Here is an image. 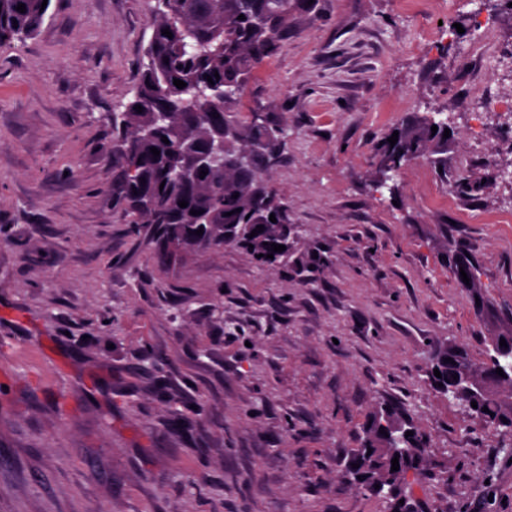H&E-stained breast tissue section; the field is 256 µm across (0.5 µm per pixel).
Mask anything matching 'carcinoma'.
<instances>
[{
	"instance_id": "1",
	"label": "carcinoma",
	"mask_w": 512,
	"mask_h": 512,
	"mask_svg": "<svg viewBox=\"0 0 512 512\" xmlns=\"http://www.w3.org/2000/svg\"><path fill=\"white\" fill-rule=\"evenodd\" d=\"M20 3L25 4L23 13L16 10ZM42 3L0 0V44L34 35L46 14ZM319 5L320 0L311 4L308 0H158L150 19L147 63L116 125L122 133L103 145V150L112 155L114 206L131 216L130 233L150 229L159 257L174 248L196 251L200 236L195 231L200 228L212 246L220 247L226 243L224 225L237 224L240 233L235 244L262 267L287 268L306 282L330 262L322 254L299 256L292 250L294 227L263 178L266 161L287 145V127L268 123L257 114L248 121L239 111L245 86L258 66L278 53L298 19L318 14ZM240 15L244 19H238ZM164 29L172 37L163 35ZM175 79L184 81L186 87L177 88ZM213 84L224 88V96L210 94ZM138 105L140 113L135 110ZM434 125L438 127L435 133L431 131ZM225 127L232 134L224 138V157L206 170L205 177L197 172L184 178L183 171L192 166V150L211 146ZM445 129L447 122L434 121L430 114L405 123L395 145L377 149L379 173L384 177L395 173L431 148L436 153L444 151ZM258 142L265 144L266 154L252 157ZM152 147L160 155H153ZM182 200L188 202L187 207L178 205ZM193 210L199 214H191ZM272 214L274 223L269 220ZM260 225L265 230L251 235ZM273 243L285 250L273 251ZM456 349L464 358H472L462 343L435 348L429 366L433 384H442L439 391L468 414H479L485 424L512 434V383L504 384L499 397L469 395L453 380L452 367L445 362ZM436 369L439 378L434 376ZM473 402L477 407L471 406ZM394 425L400 427L397 446L407 449L399 458V468L427 476L432 470L429 437L402 409L388 405L367 416L366 438L352 450L346 472L356 486L387 499L389 512H411L412 485L396 479L379 483L380 476L391 471L393 459L381 430ZM408 431L413 435L405 436Z\"/></svg>"
}]
</instances>
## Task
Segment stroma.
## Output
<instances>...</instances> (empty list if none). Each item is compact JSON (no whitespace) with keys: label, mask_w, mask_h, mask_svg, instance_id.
I'll use <instances>...</instances> for the list:
<instances>
[{"label":"stroma","mask_w":512,"mask_h":512,"mask_svg":"<svg viewBox=\"0 0 512 512\" xmlns=\"http://www.w3.org/2000/svg\"><path fill=\"white\" fill-rule=\"evenodd\" d=\"M155 7L51 0L0 45V512H388L343 474L383 403L441 466L417 512H512L503 436L427 373L433 345L479 360L512 327V11L320 0L258 67L240 110L287 124L266 177L297 251L330 258L302 284L232 246L158 260L113 207L101 145ZM432 112L445 169L378 185L376 144ZM455 246L489 309L442 263Z\"/></svg>","instance_id":"1"}]
</instances>
